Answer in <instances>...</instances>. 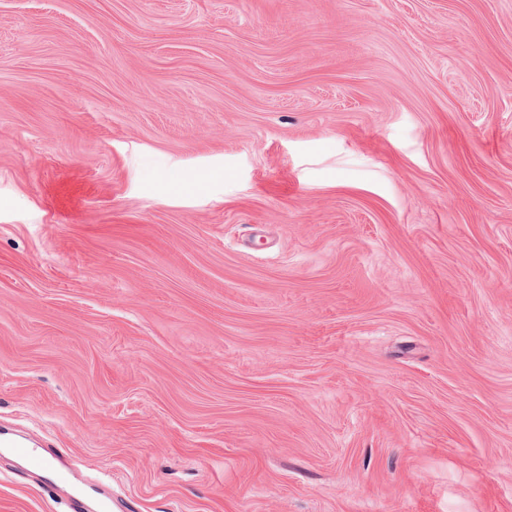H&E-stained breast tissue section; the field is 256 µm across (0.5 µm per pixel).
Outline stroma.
Instances as JSON below:
<instances>
[{"label":"stroma","instance_id":"stroma-1","mask_svg":"<svg viewBox=\"0 0 512 512\" xmlns=\"http://www.w3.org/2000/svg\"><path fill=\"white\" fill-rule=\"evenodd\" d=\"M0 426L114 512H512V0H0Z\"/></svg>","mask_w":512,"mask_h":512}]
</instances>
